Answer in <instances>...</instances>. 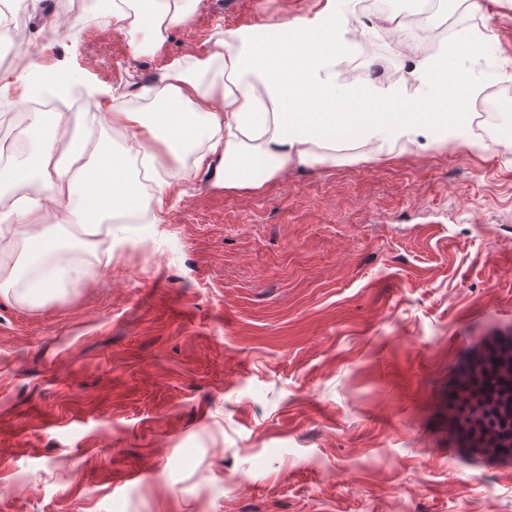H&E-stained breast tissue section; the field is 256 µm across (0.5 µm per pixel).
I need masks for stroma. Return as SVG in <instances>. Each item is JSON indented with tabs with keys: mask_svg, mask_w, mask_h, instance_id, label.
Returning <instances> with one entry per match:
<instances>
[{
	"mask_svg": "<svg viewBox=\"0 0 512 512\" xmlns=\"http://www.w3.org/2000/svg\"><path fill=\"white\" fill-rule=\"evenodd\" d=\"M326 0H204L159 52L133 54L85 0H18L31 63L0 103L64 75V106L111 89L132 107L174 58L226 29ZM336 0L359 56L336 83L421 96L399 33ZM458 0L446 36L479 92L512 91V0ZM53 41L43 17L69 16ZM482 29L487 56L464 52ZM144 251L88 241L85 275L39 305L0 294V512H512V453L470 434L456 405L490 351L512 347V145L469 152L354 145L258 191L213 186L183 158Z\"/></svg>",
	"mask_w": 512,
	"mask_h": 512,
	"instance_id": "obj_1",
	"label": "stroma"
}]
</instances>
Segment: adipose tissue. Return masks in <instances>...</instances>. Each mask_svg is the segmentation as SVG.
Here are the masks:
<instances>
[{
    "instance_id": "adipose-tissue-1",
    "label": "adipose tissue",
    "mask_w": 512,
    "mask_h": 512,
    "mask_svg": "<svg viewBox=\"0 0 512 512\" xmlns=\"http://www.w3.org/2000/svg\"><path fill=\"white\" fill-rule=\"evenodd\" d=\"M112 18L139 54L160 51L164 31L187 24L192 11L187 0H129L113 6ZM348 27L336 0H326L315 20L282 16L228 29L207 56L173 60L150 88L148 111L32 113L28 132L42 149L0 172V185L36 183L43 194L14 203L16 235L0 243L14 260L0 263V291L34 305L61 281L80 283L79 266L62 260L58 229L73 224L92 237L114 208L140 206L128 170L133 153L153 168L162 157L178 161L192 152L196 167L213 170L216 186L257 190L341 144L364 142L380 151L425 138L433 146L453 141L483 150L460 120L470 90L448 89V55L422 63L417 101L379 96L367 84L337 87L336 63L353 47ZM103 123L129 136L128 150L91 143L88 129ZM61 139L68 150L59 156L54 144Z\"/></svg>"
}]
</instances>
